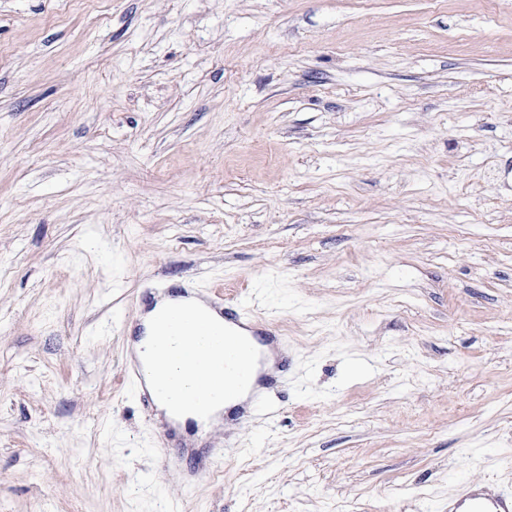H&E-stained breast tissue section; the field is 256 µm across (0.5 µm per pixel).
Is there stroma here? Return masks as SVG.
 Here are the masks:
<instances>
[{"instance_id":"stroma-1","label":"stroma","mask_w":512,"mask_h":512,"mask_svg":"<svg viewBox=\"0 0 512 512\" xmlns=\"http://www.w3.org/2000/svg\"><path fill=\"white\" fill-rule=\"evenodd\" d=\"M180 280L283 339L162 466ZM512 484V0H0V512H446Z\"/></svg>"}]
</instances>
